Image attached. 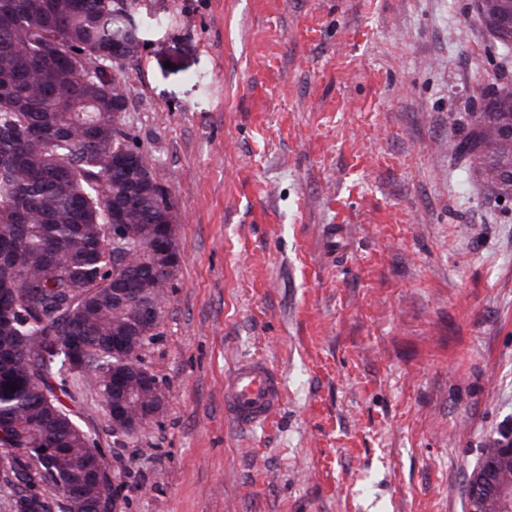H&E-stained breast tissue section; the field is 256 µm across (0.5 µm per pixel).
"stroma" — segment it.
<instances>
[{"instance_id": "obj_1", "label": "stroma", "mask_w": 512, "mask_h": 512, "mask_svg": "<svg viewBox=\"0 0 512 512\" xmlns=\"http://www.w3.org/2000/svg\"><path fill=\"white\" fill-rule=\"evenodd\" d=\"M125 121L182 263L145 365L167 395L112 446L116 512H465L512 423V200L457 145L489 58L471 0H138ZM267 425L224 411L240 359ZM282 390L276 373L261 360L238 362L224 374V408L238 425L252 426L271 419Z\"/></svg>"}]
</instances>
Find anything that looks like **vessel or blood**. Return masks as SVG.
Returning a JSON list of instances; mask_svg holds the SVG:
<instances>
[{"instance_id":"vessel-or-blood-1","label":"vessel or blood","mask_w":512,"mask_h":512,"mask_svg":"<svg viewBox=\"0 0 512 512\" xmlns=\"http://www.w3.org/2000/svg\"><path fill=\"white\" fill-rule=\"evenodd\" d=\"M281 398L279 379L263 361L238 362L224 375V408L238 425L268 421L278 410Z\"/></svg>"}]
</instances>
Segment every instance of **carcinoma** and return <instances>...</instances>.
<instances>
[{
    "instance_id": "obj_1",
    "label": "carcinoma",
    "mask_w": 512,
    "mask_h": 512,
    "mask_svg": "<svg viewBox=\"0 0 512 512\" xmlns=\"http://www.w3.org/2000/svg\"><path fill=\"white\" fill-rule=\"evenodd\" d=\"M136 0H0V449L12 471L29 469L30 448H48L29 476L31 504L10 498L7 512H70L54 494L83 472L88 446H97L65 401L73 381L41 370L39 352L56 344L95 351L112 348L140 315L136 302L112 297V280L165 301L163 273L144 255L164 244L163 224L177 223L166 189L143 155L122 113L99 112L114 96L109 75L137 54L141 31ZM494 53L512 49V0H474ZM112 48L120 62L90 71L85 63ZM498 196L512 199V81L482 87L458 145ZM118 209L127 235L112 239ZM143 358L126 364L137 400L155 388L139 384ZM17 390H12V387Z\"/></svg>"
}]
</instances>
